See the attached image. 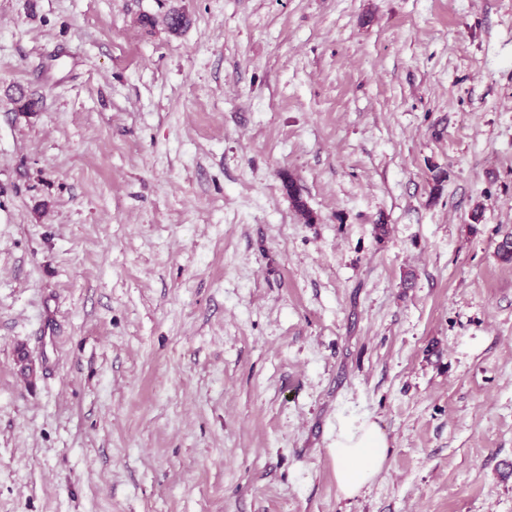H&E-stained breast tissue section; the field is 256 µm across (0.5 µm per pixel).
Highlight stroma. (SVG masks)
Returning a JSON list of instances; mask_svg holds the SVG:
<instances>
[{"instance_id": "1", "label": "stroma", "mask_w": 512, "mask_h": 512, "mask_svg": "<svg viewBox=\"0 0 512 512\" xmlns=\"http://www.w3.org/2000/svg\"><path fill=\"white\" fill-rule=\"evenodd\" d=\"M508 232L512 0H0V512H512ZM390 444L376 422L340 428L327 454L334 464L337 487L345 498L355 497L383 470Z\"/></svg>"}]
</instances>
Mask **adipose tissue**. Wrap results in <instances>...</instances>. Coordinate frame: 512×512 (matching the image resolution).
Segmentation results:
<instances>
[{"instance_id": "obj_1", "label": "adipose tissue", "mask_w": 512, "mask_h": 512, "mask_svg": "<svg viewBox=\"0 0 512 512\" xmlns=\"http://www.w3.org/2000/svg\"><path fill=\"white\" fill-rule=\"evenodd\" d=\"M390 444L377 423L339 429L327 454L334 464L337 487L342 496L355 497L383 470Z\"/></svg>"}]
</instances>
